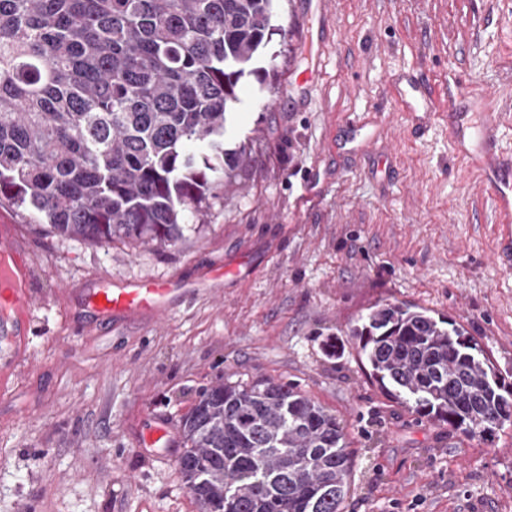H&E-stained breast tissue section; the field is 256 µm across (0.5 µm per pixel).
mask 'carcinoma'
<instances>
[{
	"instance_id": "1",
	"label": "carcinoma",
	"mask_w": 512,
	"mask_h": 512,
	"mask_svg": "<svg viewBox=\"0 0 512 512\" xmlns=\"http://www.w3.org/2000/svg\"><path fill=\"white\" fill-rule=\"evenodd\" d=\"M275 0H0V202L71 239L160 249L247 161L226 114ZM381 390L454 430L512 424V389L460 325L403 303L350 328ZM201 512H343L336 416L291 382L216 383L181 420Z\"/></svg>"
}]
</instances>
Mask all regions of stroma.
I'll return each instance as SVG.
<instances>
[{
  "label": "stroma",
  "instance_id": "1",
  "mask_svg": "<svg viewBox=\"0 0 512 512\" xmlns=\"http://www.w3.org/2000/svg\"><path fill=\"white\" fill-rule=\"evenodd\" d=\"M274 24L258 64L275 73L242 78L224 132L249 160L177 246L47 234L0 205L41 300L29 364L0 370V512H199L179 447L138 449L146 418L180 423L202 388L258 380L297 383L343 426L344 512H512V426L487 439L420 416L379 388L349 334L376 304H416L464 325L512 384V259L498 256L491 193L456 159L447 117L398 111L389 82L425 71L499 90L512 149V8L278 0ZM375 113L372 151L339 154L345 117ZM217 264L222 286L157 323L115 328L79 304L104 280Z\"/></svg>",
  "mask_w": 512,
  "mask_h": 512
}]
</instances>
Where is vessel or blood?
<instances>
[{
  "instance_id": "b4317fda",
  "label": "vessel or blood",
  "mask_w": 512,
  "mask_h": 512,
  "mask_svg": "<svg viewBox=\"0 0 512 512\" xmlns=\"http://www.w3.org/2000/svg\"><path fill=\"white\" fill-rule=\"evenodd\" d=\"M404 111H434L435 96L427 78L394 77ZM496 92L485 94L486 104L478 112H452L448 115L451 127L470 126L476 129L478 144L470 146L465 140L455 142L458 156L471 171L477 172L492 192L498 214L501 239L512 246V152L504 150L498 138L499 114L494 108ZM32 256L27 249L14 244L9 234L0 235V339L15 342V350L0 354V364L15 365L23 353L26 330L38 298L29 287ZM223 266L206 268L201 279L179 278L165 281L150 278L111 287L102 283L83 293L80 304L98 314L101 320L120 325L145 316L159 321L174 310L176 300L192 295L201 281L220 282ZM175 429L160 417H151L145 426L140 445L150 448L157 443L171 445Z\"/></svg>"
}]
</instances>
